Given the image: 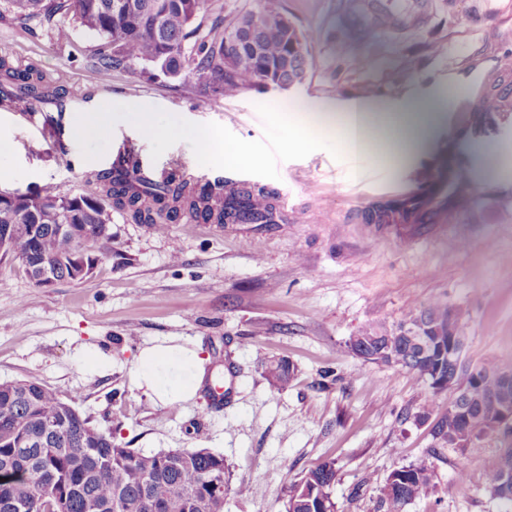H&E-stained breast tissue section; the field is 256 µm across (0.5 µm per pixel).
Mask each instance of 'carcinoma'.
Segmentation results:
<instances>
[{
  "label": "carcinoma",
  "mask_w": 512,
  "mask_h": 512,
  "mask_svg": "<svg viewBox=\"0 0 512 512\" xmlns=\"http://www.w3.org/2000/svg\"><path fill=\"white\" fill-rule=\"evenodd\" d=\"M0 8L27 21L63 11L72 24L94 34L97 73L109 78L112 70L139 66L158 71L172 80H187L201 89L225 94L258 86L260 71L292 82L310 66L308 34L297 28L285 31L282 0H262L261 25L245 30L246 16L227 21L224 29L202 31L213 0H0ZM240 61L225 67L228 53ZM70 92L32 65H13L0 55V110L26 104L32 110L55 107L49 116L63 135V108ZM512 107V66L489 75L467 105L475 122L487 124L497 112ZM129 148L118 162L95 174L96 191L71 198L49 192L33 197L19 191L0 197V224H25L31 235L14 239L0 254L10 258L38 288V266H48L60 280L81 282L92 270L91 254L103 252L112 241V211L137 224H149L161 233L166 222L185 211L204 223L272 224V194L246 185L226 187L222 182L201 185L183 179L176 170H143ZM403 220L425 224L445 202L421 199L386 201L374 211L379 224ZM67 224L63 230L60 225ZM422 323L425 336H467L457 322H448V307L433 302L407 311L398 322L376 323L358 332L355 355L382 354V363L399 366L426 383L437 397L444 392L438 381L453 379L454 390L465 394L466 412L457 397L443 410L448 420L438 424L436 435L454 444L452 432L468 429L473 436L485 432L506 404H512V357L473 366L462 354L448 359V347L413 346L397 335L406 325ZM482 382H473V372ZM293 375L290 364L271 361L263 377L270 388L283 390ZM512 460V444L489 471L487 491L494 499L512 504V483L503 480V460ZM336 462L325 461L309 469L285 493V512H338L334 497ZM434 469L427 457L393 469L380 488L376 512H405L407 505L434 488ZM248 495L249 488H231L226 479L224 455L208 448H175L141 452L122 448L112 433L94 426L71 403L51 388L31 379L0 381V512H224L228 493Z\"/></svg>",
  "instance_id": "obj_1"
}]
</instances>
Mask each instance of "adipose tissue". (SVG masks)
<instances>
[{
    "label": "adipose tissue",
    "instance_id": "ef3b65f1",
    "mask_svg": "<svg viewBox=\"0 0 512 512\" xmlns=\"http://www.w3.org/2000/svg\"><path fill=\"white\" fill-rule=\"evenodd\" d=\"M445 96L414 98L399 106L381 99H361L350 109L339 128L356 150L376 146L392 162L408 165L424 156L440 131L439 114ZM206 376L198 352L175 343L143 349L134 372L137 388L169 404L192 399Z\"/></svg>",
    "mask_w": 512,
    "mask_h": 512
}]
</instances>
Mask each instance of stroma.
<instances>
[{"label":"stroma","mask_w":512,"mask_h":512,"mask_svg":"<svg viewBox=\"0 0 512 512\" xmlns=\"http://www.w3.org/2000/svg\"><path fill=\"white\" fill-rule=\"evenodd\" d=\"M384 13L356 19L348 0H283L311 32V65L288 92L246 88L200 93L163 75L118 68L101 82L96 36L57 14L23 25L0 16V54L61 78L74 101L61 144L38 139L41 116L0 110V190L91 193L116 148L135 140L129 106L217 131L221 152L198 164L177 136L138 146L143 166L179 165L272 192L271 224L170 222L166 233L112 214V251L84 281L38 288L0 263V380L33 379L72 403L117 443L144 452L207 448L223 454L231 486L224 512H284L282 491L335 460L340 512H376L377 489L398 465L430 457L435 486L406 512H504L487 491L504 446L490 434L460 451L424 415L428 385L406 370L368 363L347 348L364 326L398 322L441 302L459 316L474 364L512 355V170L493 173L479 151L512 163V120L471 129L466 106L487 73L512 55V0H379ZM347 52H340V43ZM455 95L431 150L402 166L348 151L336 128L361 98L400 103ZM108 114L94 138L75 125ZM240 149L236 163L225 151ZM444 178L466 206L452 220L373 224L363 213ZM206 360L207 388L160 405L133 387L140 351L169 340ZM108 358L98 367L93 357ZM288 360V387L270 390L263 366ZM224 387L223 406L209 388Z\"/></svg>","instance_id":"35a3bbf8"}]
</instances>
